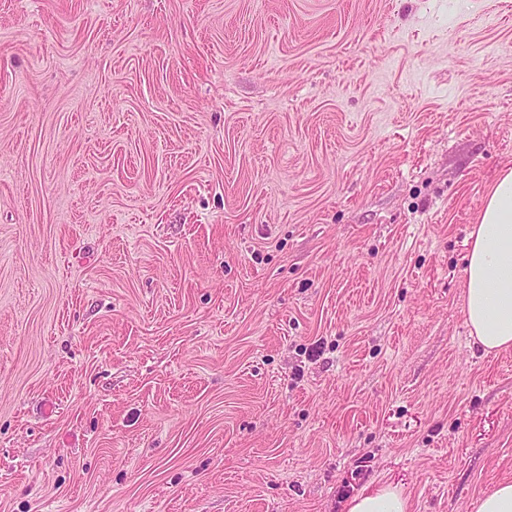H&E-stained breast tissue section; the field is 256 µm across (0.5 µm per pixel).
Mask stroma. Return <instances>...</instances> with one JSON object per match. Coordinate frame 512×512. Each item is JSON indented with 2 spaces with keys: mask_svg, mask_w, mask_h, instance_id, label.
<instances>
[{
  "mask_svg": "<svg viewBox=\"0 0 512 512\" xmlns=\"http://www.w3.org/2000/svg\"><path fill=\"white\" fill-rule=\"evenodd\" d=\"M507 166L512 0H0V512H475ZM463 310L486 352L512 349V168L485 193L468 236ZM410 504L402 491L392 485L365 490L346 505V512H409Z\"/></svg>",
  "mask_w": 512,
  "mask_h": 512,
  "instance_id": "1",
  "label": "stroma"
}]
</instances>
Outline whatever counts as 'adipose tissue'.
<instances>
[{
  "mask_svg": "<svg viewBox=\"0 0 512 512\" xmlns=\"http://www.w3.org/2000/svg\"><path fill=\"white\" fill-rule=\"evenodd\" d=\"M463 310L470 334L484 351L512 349V168H504L485 193L468 236ZM392 485L353 497L346 512H409Z\"/></svg>",
  "mask_w": 512,
  "mask_h": 512,
  "instance_id": "ef3b65f1",
  "label": "adipose tissue"
}]
</instances>
